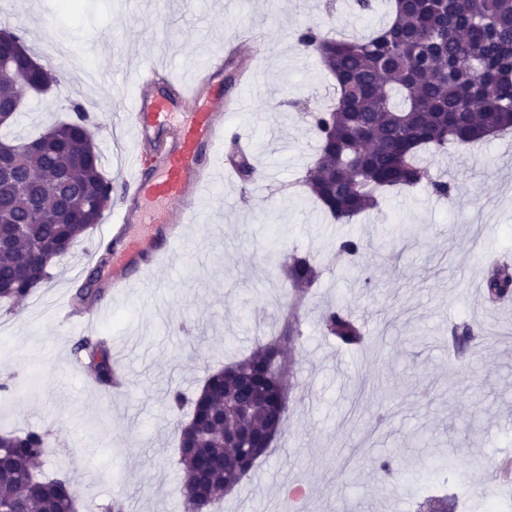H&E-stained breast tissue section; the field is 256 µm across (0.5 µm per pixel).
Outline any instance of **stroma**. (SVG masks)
Returning <instances> with one entry per match:
<instances>
[{"label": "stroma", "instance_id": "obj_1", "mask_svg": "<svg viewBox=\"0 0 512 512\" xmlns=\"http://www.w3.org/2000/svg\"><path fill=\"white\" fill-rule=\"evenodd\" d=\"M386 18L384 0L359 13L354 0H82L78 19L60 0H13L0 11V29L21 32L59 83L28 99L20 124L0 137L28 138L72 117L81 104L99 149L104 177L121 185L137 149L112 99H132L143 62L179 83L188 60L258 25L270 44L268 80L247 90L250 109L225 119V137L250 139L262 176L227 181L213 192L209 221L191 224V265H159L154 289L133 288L98 304L97 320L61 317L85 257L100 244L91 228L55 260L38 290L0 304V433L46 432L42 472L83 471L72 486L78 512H182L181 471L169 395L194 396L207 375L248 356L258 340L281 328L290 288L281 267L292 254L309 256L322 275L297 313L300 336L282 361L298 383L287 419L250 479L224 497V512H415L419 503L447 497L453 512H483L482 494L512 499L497 470L512 461V300L485 302L483 273L494 260L512 263V136L475 146L449 145L429 158L435 179L451 181L453 199L430 188L390 191L380 211L350 223L323 213L299 180L317 138L312 111L329 105L334 81L314 54L301 50L300 32L368 35ZM125 66L111 83L99 78L113 57ZM417 235L393 239L396 225ZM361 239L356 268L336 262V245ZM329 305L350 308L362 324V345L341 347L324 334ZM482 330L475 352L449 345L454 324ZM91 332L126 345V392L109 394L70 364L74 341ZM388 419L377 426L379 409ZM457 450V468L437 469L431 443ZM396 459L379 479L373 460Z\"/></svg>", "mask_w": 512, "mask_h": 512}]
</instances>
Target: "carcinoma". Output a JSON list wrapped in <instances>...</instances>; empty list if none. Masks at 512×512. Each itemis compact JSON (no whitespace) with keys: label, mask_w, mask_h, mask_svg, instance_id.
I'll return each mask as SVG.
<instances>
[{"label":"carcinoma","mask_w":512,"mask_h":512,"mask_svg":"<svg viewBox=\"0 0 512 512\" xmlns=\"http://www.w3.org/2000/svg\"><path fill=\"white\" fill-rule=\"evenodd\" d=\"M298 43L316 54L335 82L333 103L312 114L318 137L316 160L303 184L323 210L338 223L378 207L385 190L427 185L441 197L454 192L450 181L431 178L422 162L426 153H440L448 145H476L489 135L512 129V0H390L387 21L370 36L339 39L308 29ZM22 58L0 70V127L20 118V111L5 107L18 92ZM77 120L46 128L37 139L48 140L45 152L22 155L13 169L14 191L0 206V225L14 226L10 242L0 249V303L15 304L33 294L22 269L31 267L39 279L55 253L45 249L54 238L71 243L101 221L102 211L85 212L81 204L63 211L46 210L31 216L33 198L52 192L64 172L69 195L78 200H112V182L100 172L97 150L87 153V116L81 105ZM229 159L238 176L249 181L257 175L253 162L234 152ZM364 250L358 238L337 245V254L355 264ZM293 291L292 304L306 297L320 271L307 257L293 256L281 268ZM483 288L487 301L512 298V273L491 266ZM326 331L340 346L363 342L361 324L343 306L322 314ZM479 336L471 324L453 330L462 348ZM291 337L270 336L251 355L207 376L193 401L191 416L177 423L179 464L185 512H219L221 497L211 491L242 483L267 451L250 454L224 447V400L236 399L244 409L233 414L240 428L265 431L288 414V372H268ZM83 367L98 386L112 387L113 367L107 340L84 336L75 343ZM47 437L37 431L0 434V505L10 512H68L73 494V473L46 478L38 470Z\"/></svg>","instance_id":"carcinoma-1"}]
</instances>
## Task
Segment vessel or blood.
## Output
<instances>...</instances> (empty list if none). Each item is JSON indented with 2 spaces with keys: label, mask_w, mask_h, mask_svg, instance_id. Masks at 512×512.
Instances as JSON below:
<instances>
[{
  "label": "vessel or blood",
  "mask_w": 512,
  "mask_h": 512,
  "mask_svg": "<svg viewBox=\"0 0 512 512\" xmlns=\"http://www.w3.org/2000/svg\"><path fill=\"white\" fill-rule=\"evenodd\" d=\"M249 58L240 71V81L256 88L265 81L263 57L253 50ZM227 60L224 47L211 50L204 63L192 64L189 83L170 85L163 95L157 92L164 79L160 70L151 66L138 74L129 126L139 149L125 181V206L106 235L112 245L114 291L144 284L152 263L189 250L184 227L206 222L210 192L236 173L219 156L225 143L224 116L228 107L242 112L247 104L243 97L230 99L224 93ZM156 139L160 147L146 152V145ZM157 205L163 213L150 233L131 234L130 226L143 223Z\"/></svg>",
  "instance_id": "vessel-or-blood-1"
}]
</instances>
